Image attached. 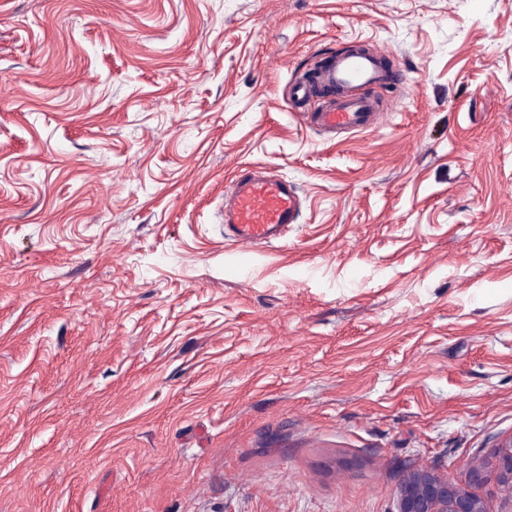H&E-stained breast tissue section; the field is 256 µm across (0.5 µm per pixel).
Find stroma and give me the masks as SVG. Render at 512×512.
Returning <instances> with one entry per match:
<instances>
[{
	"label": "stroma",
	"mask_w": 512,
	"mask_h": 512,
	"mask_svg": "<svg viewBox=\"0 0 512 512\" xmlns=\"http://www.w3.org/2000/svg\"><path fill=\"white\" fill-rule=\"evenodd\" d=\"M358 45L404 81L317 133ZM511 437L512 0H0V512H392ZM302 202L296 184L268 167L241 164L224 197V237L253 246L283 240L298 223Z\"/></svg>",
	"instance_id": "35a3bbf8"
}]
</instances>
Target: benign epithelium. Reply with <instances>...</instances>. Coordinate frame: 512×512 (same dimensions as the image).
I'll use <instances>...</instances> for the list:
<instances>
[{"instance_id":"1","label":"benign epithelium","mask_w":512,"mask_h":512,"mask_svg":"<svg viewBox=\"0 0 512 512\" xmlns=\"http://www.w3.org/2000/svg\"><path fill=\"white\" fill-rule=\"evenodd\" d=\"M494 460L505 490L512 494V438L498 446ZM484 479L481 464L471 466L464 484L429 471L408 472L400 482L395 512H486L483 499L474 490Z\"/></svg>"}]
</instances>
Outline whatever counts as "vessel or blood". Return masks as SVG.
<instances>
[{
    "label": "vessel or blood",
    "mask_w": 512,
    "mask_h": 512,
    "mask_svg": "<svg viewBox=\"0 0 512 512\" xmlns=\"http://www.w3.org/2000/svg\"><path fill=\"white\" fill-rule=\"evenodd\" d=\"M383 54L375 48L341 51L330 56L321 82L330 96L314 111L303 113L309 128L326 133H359L377 123L378 103L372 92L401 82V75L384 69ZM302 211L296 184L270 168L245 163L237 166L232 188L224 197L227 240L254 246L285 238Z\"/></svg>",
    "instance_id": "b4317fda"
}]
</instances>
